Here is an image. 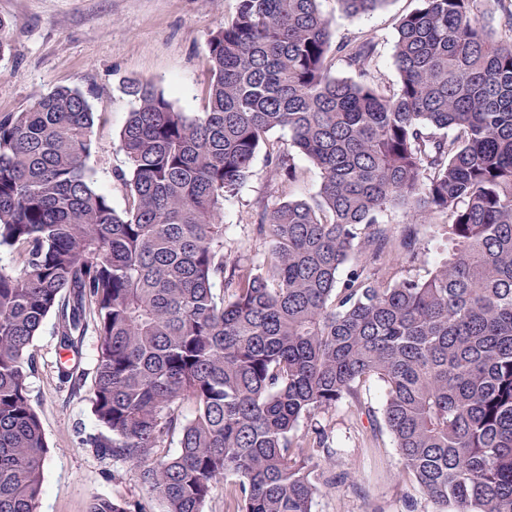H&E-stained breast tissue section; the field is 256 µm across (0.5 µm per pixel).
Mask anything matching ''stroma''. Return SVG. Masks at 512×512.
<instances>
[{
  "label": "stroma",
  "mask_w": 512,
  "mask_h": 512,
  "mask_svg": "<svg viewBox=\"0 0 512 512\" xmlns=\"http://www.w3.org/2000/svg\"><path fill=\"white\" fill-rule=\"evenodd\" d=\"M419 6L420 0H389L370 15L350 19L340 15L336 0H320L336 39L376 38L368 78L386 90L397 83L396 28ZM237 7L238 0H0V113L25 111L58 87L78 89L96 115L97 145L86 166L113 208L124 210L128 195L115 173L127 167L119 140L132 108L126 83H154L178 111L192 116L206 112L212 81L209 41ZM287 144V132L269 133L254 158L250 179L224 203L226 248L256 262L267 249L256 232L258 206L286 198L312 199L322 180L320 170L299 155L294 158L300 170L296 182L281 186L272 180L267 154L286 151ZM447 221L441 214L434 224L417 225L421 258L385 271V278L428 277L448 249L439 230ZM33 345L37 364L29 393L49 444L41 512H86L96 496L129 501L140 512H162L128 465L112 463L83 446V438L96 428L89 392L72 393L58 374L53 318L45 319ZM362 397L371 414L357 412L344 400L317 416L331 431L336 454L317 470L322 488L313 512H435L401 473L393 439L378 416L380 385L366 383Z\"/></svg>",
  "instance_id": "1"
}]
</instances>
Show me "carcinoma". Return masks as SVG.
Wrapping results in <instances>:
<instances>
[{"instance_id":"obj_1","label":"carcinoma","mask_w":512,"mask_h":512,"mask_svg":"<svg viewBox=\"0 0 512 512\" xmlns=\"http://www.w3.org/2000/svg\"><path fill=\"white\" fill-rule=\"evenodd\" d=\"M387 2L336 5L357 18ZM421 2L385 92L366 80L375 38L335 40L319 0H239L209 41L202 115L125 85L122 212L86 168L95 114L80 91L0 113V512H40L49 446L28 379L51 314L62 351L97 336L83 445L132 466L163 512H203L227 475V512H312L313 460L330 452L314 418L342 400L371 412L370 380L437 512H512V0H497L505 38L481 23L484 0ZM334 60L359 80L330 75ZM274 130L322 181L312 203L257 213L270 248L246 263L224 246V201ZM268 162L296 180L291 155ZM395 209L448 215L426 279L377 276L420 255L413 230L390 237ZM87 512L135 509L95 497Z\"/></svg>"}]
</instances>
